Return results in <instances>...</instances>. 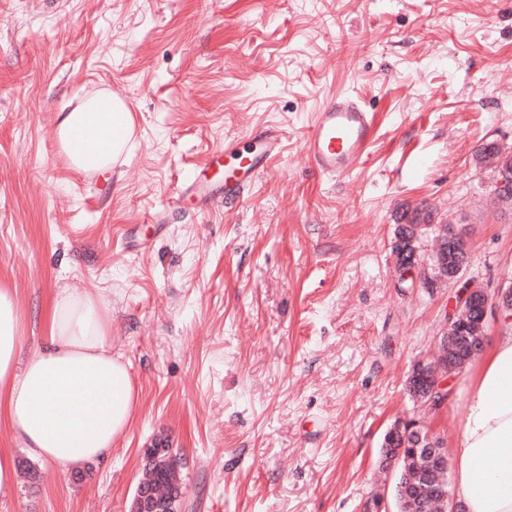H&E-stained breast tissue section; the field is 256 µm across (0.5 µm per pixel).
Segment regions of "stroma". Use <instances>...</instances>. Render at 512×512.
Masks as SVG:
<instances>
[{
	"label": "stroma",
	"mask_w": 512,
	"mask_h": 512,
	"mask_svg": "<svg viewBox=\"0 0 512 512\" xmlns=\"http://www.w3.org/2000/svg\"><path fill=\"white\" fill-rule=\"evenodd\" d=\"M99 91L133 130L89 180L54 123ZM342 92L375 135L323 176L301 141ZM266 126L282 153L240 199L185 193L215 148ZM491 141L512 153V0H0V286L29 346L55 291L102 294L139 393L88 477L0 425L18 472L0 512H129L158 442L181 512H366L458 290L399 279L400 226L457 225L467 278L512 284V202L478 160Z\"/></svg>",
	"instance_id": "1"
}]
</instances>
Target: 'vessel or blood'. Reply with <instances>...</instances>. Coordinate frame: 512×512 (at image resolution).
Instances as JSON below:
<instances>
[{"instance_id": "b4317fda", "label": "vessel or blood", "mask_w": 512, "mask_h": 512, "mask_svg": "<svg viewBox=\"0 0 512 512\" xmlns=\"http://www.w3.org/2000/svg\"><path fill=\"white\" fill-rule=\"evenodd\" d=\"M374 131V112L357 96L344 93L316 112L301 149L317 173L342 176L367 154ZM282 149V135L274 127L253 134L250 147L225 144L212 153L206 174H194L188 190L205 199L216 194L239 199L250 180L278 158Z\"/></svg>"}]
</instances>
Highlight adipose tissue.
<instances>
[{
  "mask_svg": "<svg viewBox=\"0 0 512 512\" xmlns=\"http://www.w3.org/2000/svg\"><path fill=\"white\" fill-rule=\"evenodd\" d=\"M54 133L70 166L109 170L131 133L123 102L87 101L58 113ZM49 332L25 348L17 299L0 288V421L31 455L65 471L106 459L138 404L131 375L113 357L102 295L57 292ZM467 399L453 439V499L460 512H512V320L464 377Z\"/></svg>",
  "mask_w": 512,
  "mask_h": 512,
  "instance_id": "1",
  "label": "adipose tissue"
}]
</instances>
